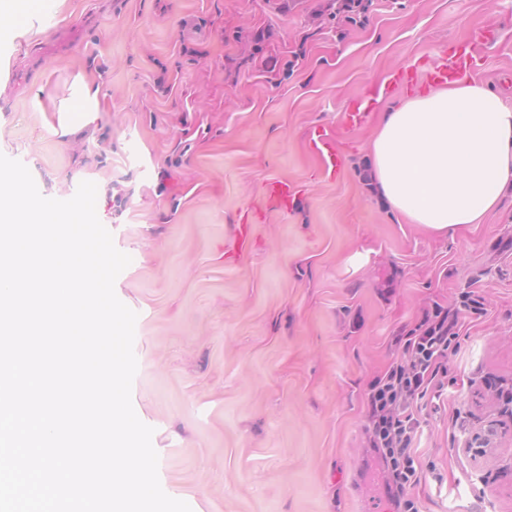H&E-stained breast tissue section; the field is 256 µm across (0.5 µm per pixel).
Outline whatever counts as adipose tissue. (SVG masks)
I'll return each mask as SVG.
<instances>
[{
    "instance_id": "ef3b65f1",
    "label": "adipose tissue",
    "mask_w": 512,
    "mask_h": 512,
    "mask_svg": "<svg viewBox=\"0 0 512 512\" xmlns=\"http://www.w3.org/2000/svg\"><path fill=\"white\" fill-rule=\"evenodd\" d=\"M372 177L392 210L443 234L477 223L512 184V109L467 79L386 112Z\"/></svg>"
}]
</instances>
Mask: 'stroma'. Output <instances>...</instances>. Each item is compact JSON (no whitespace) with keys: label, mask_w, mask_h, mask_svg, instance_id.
Here are the masks:
<instances>
[{"label":"stroma","mask_w":512,"mask_h":512,"mask_svg":"<svg viewBox=\"0 0 512 512\" xmlns=\"http://www.w3.org/2000/svg\"><path fill=\"white\" fill-rule=\"evenodd\" d=\"M46 15L0 52V154L44 197L98 188L131 258L115 293L138 315L132 403L164 492L192 512H397L367 393L438 304L459 313L458 347L414 406L411 498L512 512V185L445 235L369 182L375 128L406 93L378 95L394 70L466 41L512 109V0H374L362 26L326 0H57ZM79 77L98 117L55 134ZM360 99L369 115L348 128ZM319 128L343 156L332 182L308 145ZM274 178L300 184L292 210L260 211Z\"/></svg>","instance_id":"35a3bbf8"}]
</instances>
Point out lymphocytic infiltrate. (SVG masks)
I'll return each mask as SVG.
<instances>
[{"mask_svg":"<svg viewBox=\"0 0 512 512\" xmlns=\"http://www.w3.org/2000/svg\"><path fill=\"white\" fill-rule=\"evenodd\" d=\"M456 315L442 307L426 314L418 335L404 345V358L369 386V443L388 472V490L403 512H416L408 496L418 482L412 440L418 425L410 405L424 397L443 369L459 333Z\"/></svg>","mask_w":512,"mask_h":512,"instance_id":"1","label":"lymphocytic infiltrate"}]
</instances>
